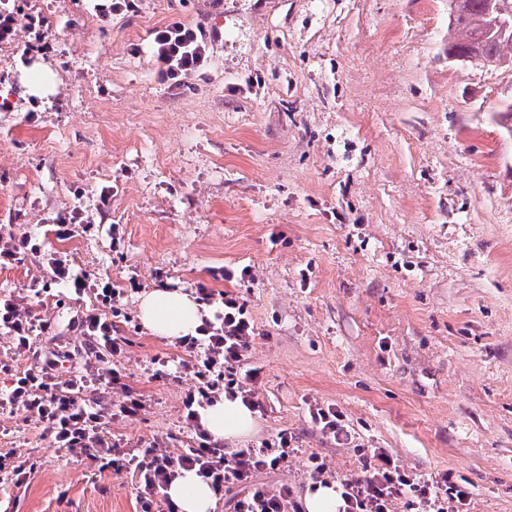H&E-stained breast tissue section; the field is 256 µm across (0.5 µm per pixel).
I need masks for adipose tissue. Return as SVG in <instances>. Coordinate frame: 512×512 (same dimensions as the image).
<instances>
[{
	"label": "adipose tissue",
	"instance_id": "1",
	"mask_svg": "<svg viewBox=\"0 0 512 512\" xmlns=\"http://www.w3.org/2000/svg\"><path fill=\"white\" fill-rule=\"evenodd\" d=\"M140 318L150 333L178 338L194 332L202 309L187 293L157 288L145 293L139 306ZM202 422L213 439H240L251 434L256 418L239 401L220 399L202 414ZM169 498L179 512H210L214 504L212 489L195 473L182 472L168 487Z\"/></svg>",
	"mask_w": 512,
	"mask_h": 512
}]
</instances>
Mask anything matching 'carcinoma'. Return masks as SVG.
<instances>
[{"label":"carcinoma","instance_id":"obj_1","mask_svg":"<svg viewBox=\"0 0 512 512\" xmlns=\"http://www.w3.org/2000/svg\"><path fill=\"white\" fill-rule=\"evenodd\" d=\"M487 2L457 0L450 25L460 32V38L448 43V49L475 56L487 65L496 66L503 59L512 61V40H500L486 34Z\"/></svg>","mask_w":512,"mask_h":512}]
</instances>
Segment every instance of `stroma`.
<instances>
[{
    "instance_id": "35a3bbf8",
    "label": "stroma",
    "mask_w": 512,
    "mask_h": 512,
    "mask_svg": "<svg viewBox=\"0 0 512 512\" xmlns=\"http://www.w3.org/2000/svg\"><path fill=\"white\" fill-rule=\"evenodd\" d=\"M15 5L46 18L52 49L24 63L0 45V225L43 237L78 198L91 215L50 245L127 291L113 323L146 407L108 431L138 449L189 444L194 380L156 378L182 352L138 305L211 282L244 299L260 371L257 428L226 450L294 437L288 466L257 483L300 501L310 455L337 484L383 448L467 486L468 512H512V68L449 60L448 0H141L106 26L87 0ZM172 21L210 48L178 86L146 52ZM218 266L250 274L215 283ZM1 295L58 335L21 356L0 340V361L84 364L94 292L74 298L31 258L0 269ZM317 404L342 413L347 441L311 422ZM1 448L36 464L22 487L0 474L9 512L140 510L135 477L58 450L24 411L0 413Z\"/></svg>"
}]
</instances>
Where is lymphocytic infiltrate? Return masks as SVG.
<instances>
[{"mask_svg": "<svg viewBox=\"0 0 512 512\" xmlns=\"http://www.w3.org/2000/svg\"><path fill=\"white\" fill-rule=\"evenodd\" d=\"M0 0V44L23 42L24 54L49 48V25L40 15H21ZM207 53L205 35L200 27L172 22L154 28L151 33V56L166 79L180 82L204 62ZM31 257L42 258L53 279L66 282L72 295L81 296L89 285L85 274L75 272L59 252L46 249L44 242L28 234L7 233L0 240V268H9ZM123 295L122 289L105 282L100 286V307L86 311L81 326L89 343L86 350L93 368H76L59 375L58 361L48 357L30 363L23 370L0 362V373L10 375L12 386L0 393V410L20 409L33 415L54 447L103 460L114 472H128L136 477L142 493V508L151 512L154 501L167 504V512H177L167 503L166 490L180 471L193 470L215 493L233 485L251 484L257 472L287 466L294 450L287 434L275 441L226 451L223 443L212 441L201 423L200 412L212 406L219 397L240 400L255 411L261 403L253 388L258 369L246 372L244 380L233 373L246 358L255 336V328L238 296L229 291L217 292L197 284L194 299L208 309L194 334L178 338L185 353L180 369L192 372L196 383L183 400L184 421L193 432L192 445L170 453L159 448L140 451L126 449L123 438L106 436V416L118 413L135 416L143 410L142 398L127 396L118 408L86 399L89 385L103 392L121 387L123 375L115 362L125 340L118 336L106 309L114 307ZM56 326L52 321H34L29 311L11 298H0V338L21 355L30 351L36 337H52ZM342 512H390L397 498H405L408 512H461L470 497L469 491L449 483L446 477L430 479L394 465L384 449L371 450L363 464L362 475L343 481Z\"/></svg>", "mask_w": 512, "mask_h": 512, "instance_id": "lymphocytic-infiltrate-1", "label": "lymphocytic infiltrate"}]
</instances>
